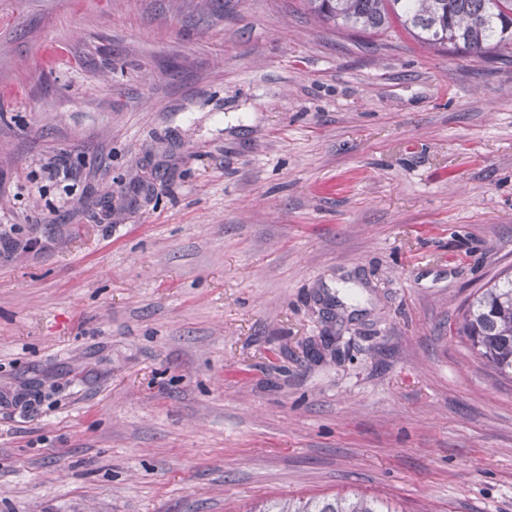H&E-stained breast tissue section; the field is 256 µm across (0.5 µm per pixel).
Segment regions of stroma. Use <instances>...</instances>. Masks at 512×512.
<instances>
[{"mask_svg":"<svg viewBox=\"0 0 512 512\" xmlns=\"http://www.w3.org/2000/svg\"><path fill=\"white\" fill-rule=\"evenodd\" d=\"M511 268L512 55L0 0V512H512V382L458 333ZM247 512H405L389 501L359 492L336 494L331 499L287 498L262 502Z\"/></svg>","mask_w":512,"mask_h":512,"instance_id":"1","label":"stroma"}]
</instances>
